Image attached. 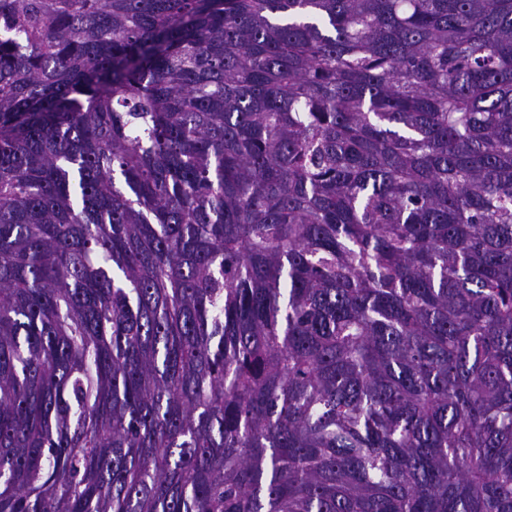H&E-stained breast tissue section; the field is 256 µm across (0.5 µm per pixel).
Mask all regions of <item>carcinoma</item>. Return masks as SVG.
I'll list each match as a JSON object with an SVG mask.
<instances>
[{"instance_id":"carcinoma-1","label":"carcinoma","mask_w":512,"mask_h":512,"mask_svg":"<svg viewBox=\"0 0 512 512\" xmlns=\"http://www.w3.org/2000/svg\"><path fill=\"white\" fill-rule=\"evenodd\" d=\"M0 512H512V0H0Z\"/></svg>"}]
</instances>
